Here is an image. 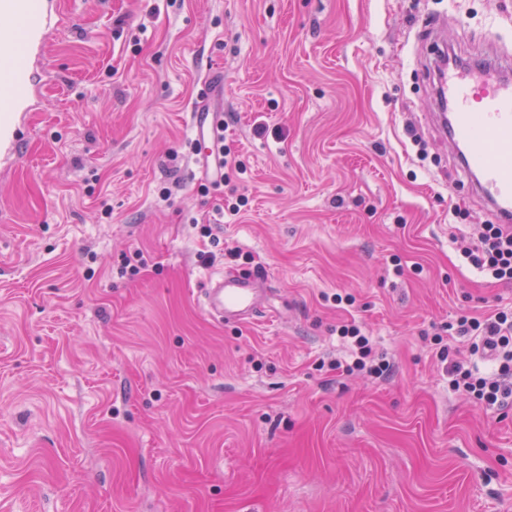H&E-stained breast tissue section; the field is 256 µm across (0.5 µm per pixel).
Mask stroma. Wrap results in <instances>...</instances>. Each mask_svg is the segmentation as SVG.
I'll return each mask as SVG.
<instances>
[{
    "mask_svg": "<svg viewBox=\"0 0 512 512\" xmlns=\"http://www.w3.org/2000/svg\"><path fill=\"white\" fill-rule=\"evenodd\" d=\"M52 4L0 164V512H512V406L440 359L494 370L448 326L512 310V285L457 249L492 217L425 72L436 42L512 46V0ZM207 84L235 216L197 192ZM229 268L267 273L249 323L204 309ZM347 321L388 379L329 370ZM203 102L204 100H200V102L193 107L192 112L188 113L189 123L195 128L197 133L196 141L199 143H201L204 137L205 128L209 125L213 127L218 121L222 120L221 113L207 112Z\"/></svg>",
    "mask_w": 512,
    "mask_h": 512,
    "instance_id": "35a3bbf8",
    "label": "stroma"
}]
</instances>
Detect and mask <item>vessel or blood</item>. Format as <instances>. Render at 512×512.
Masks as SVG:
<instances>
[{
    "label": "vessel or blood",
    "mask_w": 512,
    "mask_h": 512,
    "mask_svg": "<svg viewBox=\"0 0 512 512\" xmlns=\"http://www.w3.org/2000/svg\"><path fill=\"white\" fill-rule=\"evenodd\" d=\"M59 19L33 15L32 0H0V147L17 149V113L33 106L31 87L12 77L15 59L42 54ZM500 74L486 81L482 63L451 64L440 72L439 96L449 109L448 136L457 147L472 191L496 223L512 224V51L496 50ZM221 113L196 104L188 120L197 133L216 125ZM205 310L227 323H240L262 311L267 301L263 272H225L209 278L203 290Z\"/></svg>",
    "instance_id": "b4317fda"
}]
</instances>
